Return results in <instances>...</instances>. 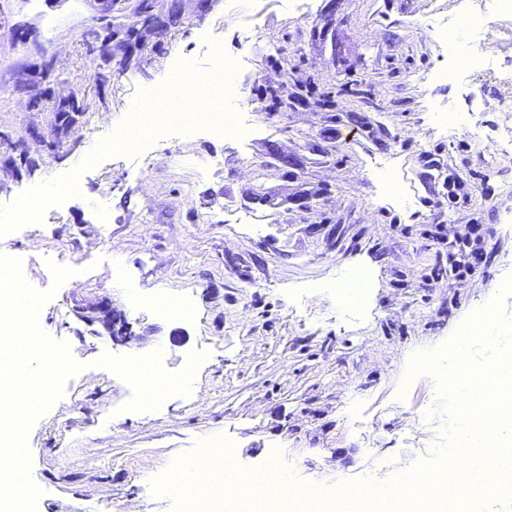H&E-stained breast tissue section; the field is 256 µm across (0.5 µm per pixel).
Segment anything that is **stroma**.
Returning <instances> with one entry per match:
<instances>
[{"instance_id": "35a3bbf8", "label": "stroma", "mask_w": 512, "mask_h": 512, "mask_svg": "<svg viewBox=\"0 0 512 512\" xmlns=\"http://www.w3.org/2000/svg\"><path fill=\"white\" fill-rule=\"evenodd\" d=\"M159 2L181 24L100 89L91 0H0V132L37 160L14 177L0 143V217L81 175L0 238L30 286L53 290L39 325L79 366L26 438L36 512H174L151 479L216 437L238 466L276 459L306 484L388 483L431 462L447 416L412 356L489 302L512 320V13L497 0ZM470 12L486 64L441 79L456 52L431 22ZM18 25L55 60L37 111L17 88L32 62ZM217 46L239 60L225 107L242 136L176 128L105 149L180 61L208 69ZM302 85L307 101L273 111L267 89ZM72 91L91 108L61 134L54 98ZM448 112L463 131L439 124ZM52 262L74 270L58 287ZM351 269L370 286L347 305L336 283ZM159 295L191 316H160ZM140 364L176 391L147 401Z\"/></svg>"}]
</instances>
